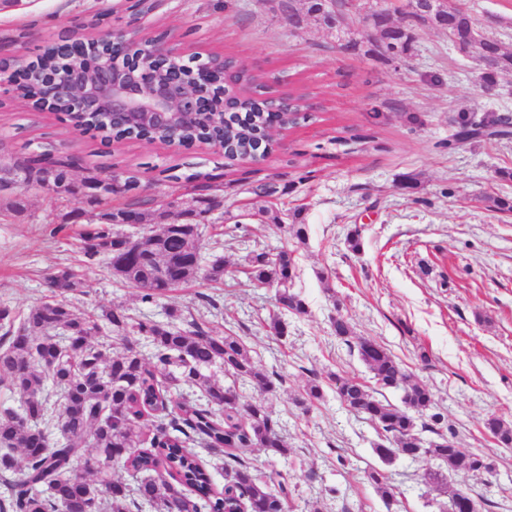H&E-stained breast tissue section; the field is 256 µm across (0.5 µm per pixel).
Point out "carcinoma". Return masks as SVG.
Masks as SVG:
<instances>
[{"label":"carcinoma","mask_w":512,"mask_h":512,"mask_svg":"<svg viewBox=\"0 0 512 512\" xmlns=\"http://www.w3.org/2000/svg\"><path fill=\"white\" fill-rule=\"evenodd\" d=\"M448 19L458 20L454 37L464 50L477 57L482 41L467 0H450ZM376 40L396 54L409 50L412 35L401 28L376 32ZM236 61L224 56V68L234 70L241 92V106L252 113L248 126L221 125L195 130L205 137H222L233 146L227 166L251 160L254 130L268 121V113L253 98L264 76L235 69ZM456 144L503 132L485 133L468 112L454 118ZM18 179L28 188L51 182L58 198L75 204L65 223L87 225L80 233L84 254L103 256L112 275L124 286L137 288L144 302L202 278L224 280V258L213 256L201 265L199 225L221 205L217 196L201 194L186 206L182 195L171 193L159 208L140 209L142 185L134 175L121 182L118 194L129 199L112 205V194L78 191L71 182L70 165L51 170L32 160L15 161L1 178ZM254 196L246 213L259 223H278L269 198L277 188L264 184L249 189ZM22 197L0 196V221L9 223L25 216ZM249 281L275 287L279 307L296 316L308 314L306 302L291 291L295 265L293 251L283 246L247 256ZM54 289L48 300L18 317L0 307V383L22 396L19 409L0 410V472L12 474L8 498L0 512H129V505L148 504L155 512H286L295 491L289 472L274 469L269 475L254 471L243 458L248 448H266L288 467L291 448L274 418L265 396L276 392V373H267L255 361L241 337L219 335L196 320L182 317L177 307L165 322L138 319L121 306L96 314L76 313L67 297L81 291L83 282L70 268L49 277ZM336 338L358 356L377 388L348 376L333 374L330 380L338 399L351 411L372 422L384 442L374 452L385 464L398 458L431 465L418 474V484L434 490L459 477L489 474L493 461L454 445L455 433L446 437L437 425L443 418L432 412L435 399L430 389L381 344L354 335L349 319L338 314L332 320ZM110 329L113 337L94 342ZM145 337L152 345L146 357L134 348L128 334ZM121 342L120 350L107 354L109 341ZM224 369L225 385L210 373ZM251 387L258 397L247 400L240 388ZM402 392V406L380 399L384 390ZM483 427L496 442L512 447V421L487 418ZM429 432L438 435L431 440ZM199 445L224 453V490H215L207 465L193 451ZM92 448L98 465L80 467L85 451ZM139 477L129 491L112 479V467ZM365 476L385 499L395 496L388 473L371 468ZM484 498L476 499L466 485L450 493L448 512H480Z\"/></svg>","instance_id":"cac0c4a2"}]
</instances>
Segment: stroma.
Listing matches in <instances>:
<instances>
[{"label": "stroma", "mask_w": 512, "mask_h": 512, "mask_svg": "<svg viewBox=\"0 0 512 512\" xmlns=\"http://www.w3.org/2000/svg\"><path fill=\"white\" fill-rule=\"evenodd\" d=\"M279 0H160L149 16L132 14L129 0H20L0 5V55L32 57L45 42L84 32L97 14L114 30H173L180 43L206 55L232 56L264 73L276 91L302 90L307 119L279 135L282 146L266 162L229 167L221 151L200 145L175 150L131 142L105 148L55 115H31L19 100L0 112V157L26 159L48 151L74 160L73 174L137 176L149 195L164 199L172 176L191 185H217L223 210L202 225L205 256L224 259V284L202 280L151 303L135 288L116 283L104 260L79 249L78 224H62V207L46 193L26 196L27 213L0 223V306L25 315L50 294L53 271L79 267L82 292L70 296L77 312L115 305L154 321L169 306L193 315L205 328L242 336L251 355L284 383L266 402L285 427L297 463L289 512H444L447 493L419 496L399 459L382 466L373 451L379 437L350 413L332 385L310 409L297 405L307 382L328 373L370 381L356 353L336 339L331 319L345 314L355 335L377 341L434 393L444 426L459 447L481 451L491 474L467 478L473 494H488L482 512H512V448L484 433L483 420L512 421V215L486 195L512 199V138H481L448 148L453 119L512 117V71L501 73L493 94L481 88L474 59L448 40L445 30L419 26L408 53L371 52L360 23L351 30L360 47L345 50L298 0L295 15ZM480 31L512 53V0H469ZM274 184L279 209L300 210L308 234L297 241L279 224L235 223L251 201L248 187ZM359 231L361 248L346 244ZM293 249V290L309 313H278L275 291L251 284L242 272L250 252ZM213 296L214 304L203 302ZM281 314L288 341L271 336ZM385 467L399 488L384 502L364 479ZM336 487L329 495L327 487Z\"/></svg>", "instance_id": "35a3bbf8"}]
</instances>
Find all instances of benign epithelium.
<instances>
[{
    "label": "benign epithelium",
    "mask_w": 512,
    "mask_h": 512,
    "mask_svg": "<svg viewBox=\"0 0 512 512\" xmlns=\"http://www.w3.org/2000/svg\"><path fill=\"white\" fill-rule=\"evenodd\" d=\"M438 0H397L396 10L413 22L419 15L435 11ZM108 52L84 60L86 37L69 34L55 39L59 46L57 72L46 73L47 86L38 111L66 117L74 130L94 136L96 130L81 117L93 115L106 126L145 131L163 137L162 143L176 150L188 149L198 141L186 138L196 124L228 118L237 111L238 88L226 70L207 63L181 70L174 63L183 50L176 35L166 31L164 41L146 59L128 57V46L137 35L103 33ZM37 59L17 58L0 71L4 93L29 103L27 76ZM260 99L269 110L290 120L304 115L299 102L283 104L279 96L265 90Z\"/></svg>",
    "instance_id": "obj_1"
}]
</instances>
